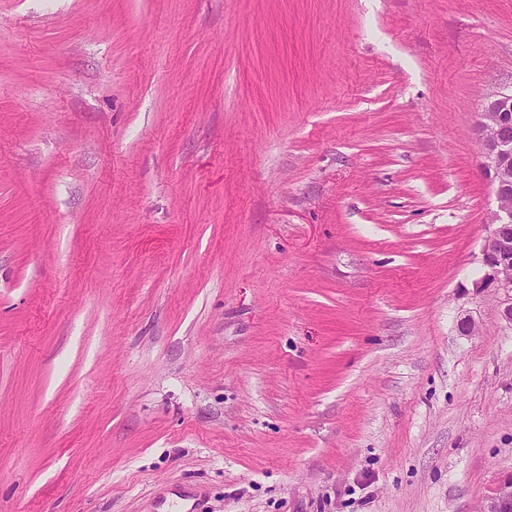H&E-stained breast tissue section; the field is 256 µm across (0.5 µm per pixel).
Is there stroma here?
I'll return each mask as SVG.
<instances>
[{
  "mask_svg": "<svg viewBox=\"0 0 512 512\" xmlns=\"http://www.w3.org/2000/svg\"><path fill=\"white\" fill-rule=\"evenodd\" d=\"M510 86L512 0H0V512H479ZM478 136L481 166L497 208L490 212L489 232L480 251L485 273L473 287L502 290L508 301L503 317L512 325V88H499L484 97Z\"/></svg>",
  "mask_w": 512,
  "mask_h": 512,
  "instance_id": "35a3bbf8",
  "label": "stroma"
}]
</instances>
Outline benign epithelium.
<instances>
[{
  "label": "benign epithelium",
  "instance_id": "benign-epithelium-1",
  "mask_svg": "<svg viewBox=\"0 0 512 512\" xmlns=\"http://www.w3.org/2000/svg\"><path fill=\"white\" fill-rule=\"evenodd\" d=\"M481 166L497 208L488 218L481 246L482 278L473 287L498 288L507 296L504 319L512 325V88L488 93L478 123ZM482 512H512V476L500 483Z\"/></svg>",
  "mask_w": 512,
  "mask_h": 512
}]
</instances>
